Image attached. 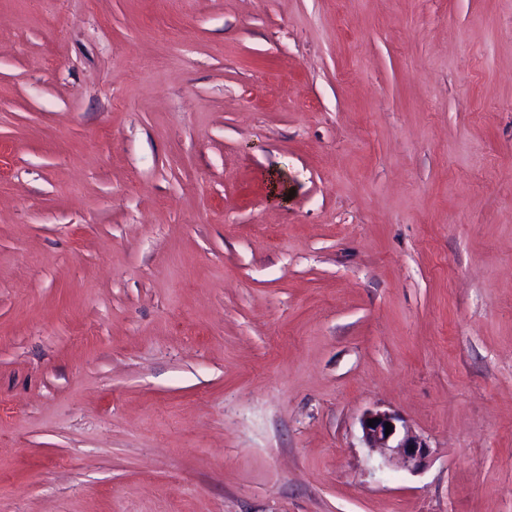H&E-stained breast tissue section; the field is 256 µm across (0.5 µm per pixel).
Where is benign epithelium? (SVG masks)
Returning a JSON list of instances; mask_svg holds the SVG:
<instances>
[{"mask_svg":"<svg viewBox=\"0 0 512 512\" xmlns=\"http://www.w3.org/2000/svg\"><path fill=\"white\" fill-rule=\"evenodd\" d=\"M379 419L374 426L368 420ZM391 423L390 434H385V424ZM362 440L365 447L380 452L384 459L396 461L415 472L422 469L430 456V446L420 435L414 433L403 418L395 412L372 410L366 412L360 421Z\"/></svg>","mask_w":512,"mask_h":512,"instance_id":"obj_1","label":"benign epithelium"}]
</instances>
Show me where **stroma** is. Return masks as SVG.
Wrapping results in <instances>:
<instances>
[{
	"label": "stroma",
	"instance_id": "1",
	"mask_svg": "<svg viewBox=\"0 0 512 512\" xmlns=\"http://www.w3.org/2000/svg\"><path fill=\"white\" fill-rule=\"evenodd\" d=\"M0 512H512V0H0ZM378 418L374 427L368 426V419ZM392 429L385 437V424ZM362 440L366 448L379 451L387 461H396L415 472L422 469L430 456V446L420 435L414 433L403 418L395 412L372 410L366 412L360 421Z\"/></svg>",
	"mask_w": 512,
	"mask_h": 512
}]
</instances>
